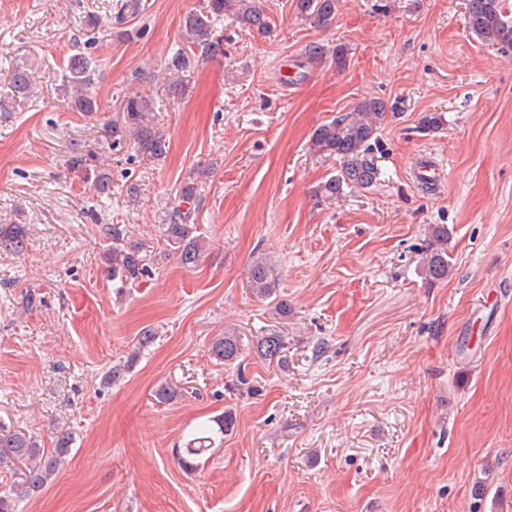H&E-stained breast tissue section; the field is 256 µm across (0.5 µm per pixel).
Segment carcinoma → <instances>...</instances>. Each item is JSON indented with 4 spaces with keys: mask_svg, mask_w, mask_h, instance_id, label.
I'll list each match as a JSON object with an SVG mask.
<instances>
[{
    "mask_svg": "<svg viewBox=\"0 0 512 512\" xmlns=\"http://www.w3.org/2000/svg\"><path fill=\"white\" fill-rule=\"evenodd\" d=\"M299 18L318 28L331 26L336 19L338 0H293ZM231 16L248 28L265 33L270 28V18L261 0H206L204 6L191 10L180 23L183 46L168 60V68L184 73L201 61L224 54V38L218 24ZM466 24L469 32L478 40L502 50H512V4L509 0H466ZM331 57L337 70L347 64V50L338 44L329 47L313 42L305 50L307 63L314 64ZM96 62L83 49H77L67 59L64 73V89L69 104L76 112L92 113L100 110L93 91ZM34 76L22 67H15L7 76L3 95L7 99H26L32 93ZM153 102L133 95L125 100L123 121H115L107 129L112 143L121 144L133 140L140 156L147 160H159L166 156L170 144L166 136L153 123ZM387 114L386 103L379 98L358 102L350 112L333 122L318 126L312 134L315 150L333 155L340 160V169L322 186L323 192L334 197L344 188L370 187L377 179V167L371 155L372 140ZM68 168L80 181L90 185L98 194L112 195V178L100 164L99 155L87 146L74 143L71 146ZM181 203L187 209L176 207L164 225L166 240L171 250L184 265L194 264L205 251L207 243L200 235L193 234L196 184L188 183L181 188ZM448 226L438 224L431 230L423 256L422 274L430 282L448 278L451 265L448 261ZM28 228L23 224H0V254L20 255L27 248ZM110 243L104 249L106 267L104 275L123 284H135L146 277L149 266L142 246L127 241L125 230L114 225L109 230ZM249 283L256 296L273 299L275 309L288 315V300L276 294L272 277V265L260 259L252 265ZM286 337L281 334L264 336L257 342L260 355L269 361L285 360ZM214 356L231 362L238 359V338L224 336L213 345ZM233 425L231 416L215 420V425L203 424L197 429L201 434L198 442L212 439V434L228 431ZM71 437L67 433L58 436L53 451L45 452L33 436L0 424V464L19 462L16 494L29 495L43 490L59 472L63 458L68 454Z\"/></svg>",
    "mask_w": 512,
    "mask_h": 512,
    "instance_id": "carcinoma-1",
    "label": "carcinoma"
}]
</instances>
